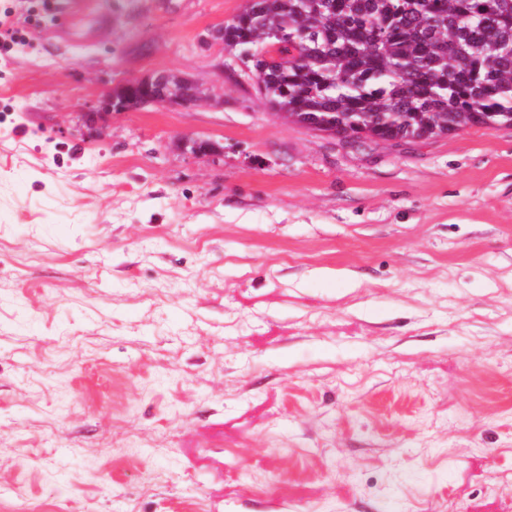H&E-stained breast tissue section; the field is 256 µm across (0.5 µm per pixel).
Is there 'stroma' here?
<instances>
[{"label": "stroma", "mask_w": 512, "mask_h": 512, "mask_svg": "<svg viewBox=\"0 0 512 512\" xmlns=\"http://www.w3.org/2000/svg\"><path fill=\"white\" fill-rule=\"evenodd\" d=\"M69 2L0 0V512H512V127L346 150L248 0ZM166 81H171L176 83L182 89L177 90V88L170 84L169 92L155 95L148 92L149 88L156 83H164ZM139 88L142 91L147 92L146 95L141 97H131V91ZM188 88V89H186ZM126 96V105L128 106H148V105H161L171 101H180L183 103H191L197 100V91L195 86L189 82L188 80L178 78L170 75H160L152 80H138L131 81L127 83L121 91ZM126 106H120V108H127Z\"/></svg>", "instance_id": "1"}]
</instances>
